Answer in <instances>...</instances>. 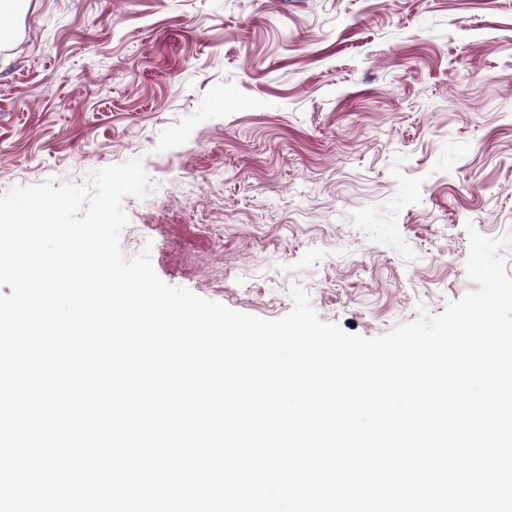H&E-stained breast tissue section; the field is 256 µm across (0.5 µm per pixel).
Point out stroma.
<instances>
[{
  "instance_id": "35a3bbf8",
  "label": "stroma",
  "mask_w": 512,
  "mask_h": 512,
  "mask_svg": "<svg viewBox=\"0 0 512 512\" xmlns=\"http://www.w3.org/2000/svg\"><path fill=\"white\" fill-rule=\"evenodd\" d=\"M0 194L138 158L126 256L375 338L512 232V0H26L0 14Z\"/></svg>"
}]
</instances>
